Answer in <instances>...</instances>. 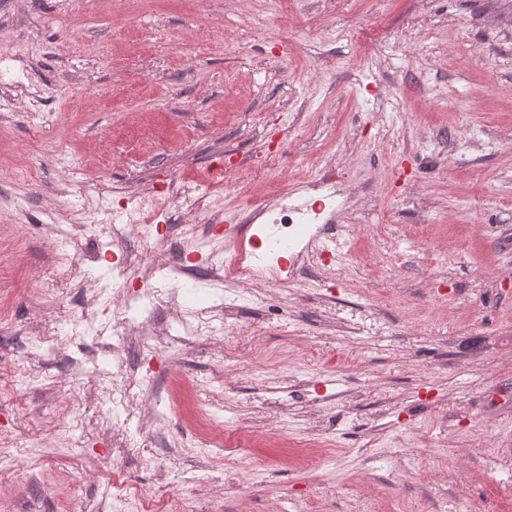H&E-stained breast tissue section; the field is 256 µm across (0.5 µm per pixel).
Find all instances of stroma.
<instances>
[{
	"mask_svg": "<svg viewBox=\"0 0 512 512\" xmlns=\"http://www.w3.org/2000/svg\"><path fill=\"white\" fill-rule=\"evenodd\" d=\"M200 196L228 236H182ZM280 197L324 204L306 278L170 289L142 351L174 446L113 456L104 428L144 434L102 274L251 249L246 202ZM187 315L220 333L174 343ZM0 390V512H115L116 471L198 512H512V0H0Z\"/></svg>",
	"mask_w": 512,
	"mask_h": 512,
	"instance_id": "1",
	"label": "stroma"
}]
</instances>
